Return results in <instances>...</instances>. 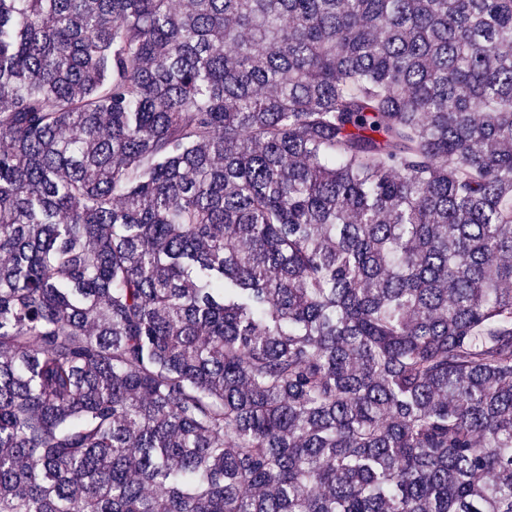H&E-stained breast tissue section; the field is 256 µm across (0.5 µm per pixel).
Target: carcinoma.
Returning <instances> with one entry per match:
<instances>
[{
	"label": "carcinoma",
	"mask_w": 512,
	"mask_h": 512,
	"mask_svg": "<svg viewBox=\"0 0 512 512\" xmlns=\"http://www.w3.org/2000/svg\"><path fill=\"white\" fill-rule=\"evenodd\" d=\"M0 512H512V0H0Z\"/></svg>",
	"instance_id": "1"
}]
</instances>
